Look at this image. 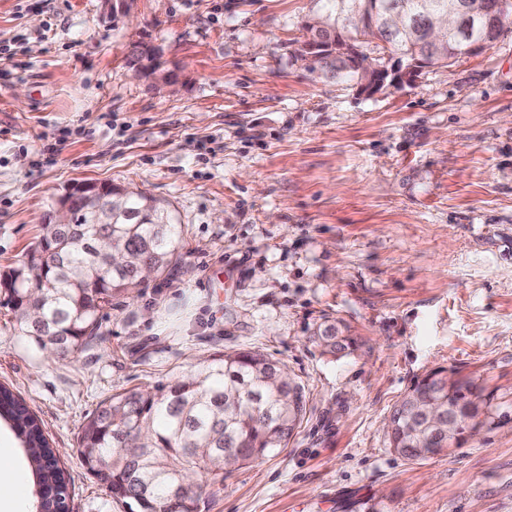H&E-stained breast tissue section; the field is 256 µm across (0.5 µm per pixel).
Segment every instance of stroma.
Returning <instances> with one entry per match:
<instances>
[{
	"label": "stroma",
	"instance_id": "stroma-1",
	"mask_svg": "<svg viewBox=\"0 0 512 512\" xmlns=\"http://www.w3.org/2000/svg\"><path fill=\"white\" fill-rule=\"evenodd\" d=\"M0 0V276L68 186L170 203L179 259L113 299L98 338L48 357L0 305V383L38 417L69 512H128L77 434L109 396L251 348L303 386L287 448L225 472L204 512H512V24L481 54L372 97L296 60L318 0ZM156 49L173 82L143 77ZM54 147L45 158L43 145ZM343 321L352 354L311 335ZM501 417L448 452L389 447L431 370ZM0 494L35 486L0 421Z\"/></svg>",
	"mask_w": 512,
	"mask_h": 512
}]
</instances>
